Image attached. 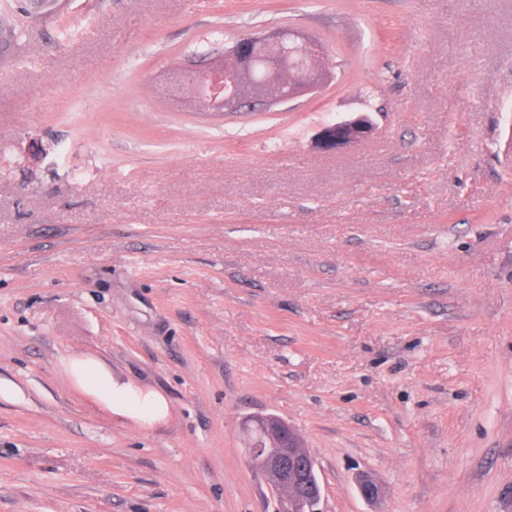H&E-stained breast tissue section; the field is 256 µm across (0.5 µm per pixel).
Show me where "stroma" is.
<instances>
[{
  "label": "stroma",
  "mask_w": 512,
  "mask_h": 512,
  "mask_svg": "<svg viewBox=\"0 0 512 512\" xmlns=\"http://www.w3.org/2000/svg\"><path fill=\"white\" fill-rule=\"evenodd\" d=\"M277 27L333 81L224 117L152 83ZM0 382V512H273L266 414L323 512H512V0H63L0 54ZM371 113L358 115L336 121L322 131V145L328 149H341L356 145L369 138L375 129ZM65 372L74 387L94 397L116 417L151 427L170 415L169 403L162 393L115 376L99 360L74 357ZM245 427L251 437L249 462L275 492V512H322L315 462L294 428L274 415L248 419Z\"/></svg>",
  "instance_id": "35a3bbf8"
}]
</instances>
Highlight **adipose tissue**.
Here are the masks:
<instances>
[{
	"mask_svg": "<svg viewBox=\"0 0 512 512\" xmlns=\"http://www.w3.org/2000/svg\"><path fill=\"white\" fill-rule=\"evenodd\" d=\"M65 372L74 387L94 397L116 417L151 427L170 415L169 403L162 393L115 376L99 360L72 358Z\"/></svg>",
	"mask_w": 512,
	"mask_h": 512,
	"instance_id": "obj_1",
	"label": "adipose tissue"
}]
</instances>
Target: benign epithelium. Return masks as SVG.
I'll return each instance as SVG.
<instances>
[{"mask_svg":"<svg viewBox=\"0 0 512 512\" xmlns=\"http://www.w3.org/2000/svg\"><path fill=\"white\" fill-rule=\"evenodd\" d=\"M325 53L323 44L303 31L275 28L264 34H246L223 51L209 54L202 64L184 63L163 76L162 84L173 95L199 104L209 114L224 116L270 109L313 93L334 79V74L315 67V58ZM261 59L266 81H253V67ZM294 77L288 95L278 88ZM375 123L368 112L337 121L322 131V145L341 149L369 138ZM251 437L249 462L269 481L277 497L276 512H321V486L315 462L301 438L285 420L265 415L246 420ZM361 496L371 502L382 497L381 487L371 478L358 482Z\"/></svg>","mask_w":512,"mask_h":512,"instance_id":"obj_1","label":"benign epithelium"}]
</instances>
